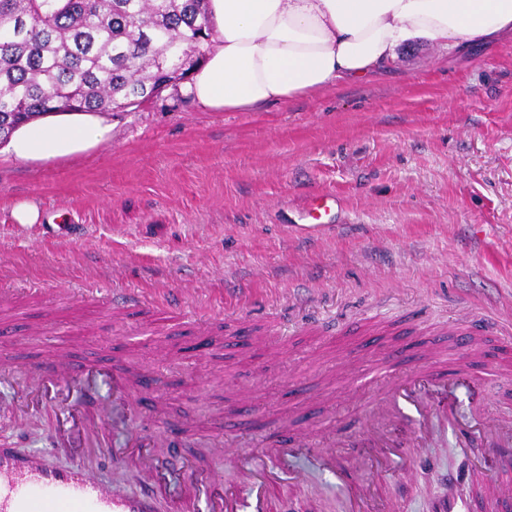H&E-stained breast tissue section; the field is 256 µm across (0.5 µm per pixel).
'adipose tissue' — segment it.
<instances>
[{"label": "adipose tissue", "instance_id": "1", "mask_svg": "<svg viewBox=\"0 0 512 512\" xmlns=\"http://www.w3.org/2000/svg\"><path fill=\"white\" fill-rule=\"evenodd\" d=\"M217 39L181 86L210 112H253L385 71L399 49H464L512 38V0H209ZM112 127L97 112L17 124L0 154L41 165L97 149Z\"/></svg>", "mask_w": 512, "mask_h": 512}]
</instances>
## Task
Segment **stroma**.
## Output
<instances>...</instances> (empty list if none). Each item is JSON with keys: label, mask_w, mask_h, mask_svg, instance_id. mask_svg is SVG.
I'll use <instances>...</instances> for the list:
<instances>
[{"label": "stroma", "mask_w": 512, "mask_h": 512, "mask_svg": "<svg viewBox=\"0 0 512 512\" xmlns=\"http://www.w3.org/2000/svg\"><path fill=\"white\" fill-rule=\"evenodd\" d=\"M112 136L66 164L0 158V349L30 371L46 344L147 363L161 420L138 426L157 458L176 442L223 484L238 472L218 443L256 449L284 421L348 433L371 396L370 365L394 339L446 320L500 321L512 337V40L464 53L403 47L371 80L262 112H209L178 87L123 112ZM339 199L305 230L314 195ZM39 211L16 223L15 204ZM49 293L26 297L30 284ZM168 300L120 302L128 291ZM355 377L337 391V365ZM0 385V448L67 466L53 415L14 411ZM483 453L439 435L397 461L393 512H426ZM270 512H342L333 475L308 457Z\"/></svg>", "instance_id": "35a3bbf8"}]
</instances>
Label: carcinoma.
<instances>
[{
  "mask_svg": "<svg viewBox=\"0 0 512 512\" xmlns=\"http://www.w3.org/2000/svg\"><path fill=\"white\" fill-rule=\"evenodd\" d=\"M207 0H0V133L70 102L120 111L187 78Z\"/></svg>",
  "mask_w": 512,
  "mask_h": 512,
  "instance_id": "cac0c4a2",
  "label": "carcinoma"
}]
</instances>
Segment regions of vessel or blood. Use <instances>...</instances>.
I'll return each instance as SVG.
<instances>
[{
    "mask_svg": "<svg viewBox=\"0 0 512 512\" xmlns=\"http://www.w3.org/2000/svg\"><path fill=\"white\" fill-rule=\"evenodd\" d=\"M336 198L321 194L312 198L307 216L313 228H321L322 218ZM494 322L481 325L461 319L425 339L421 352L403 380H391L396 363L405 357L401 345H393L389 357L376 364L370 377L378 387L375 398L357 424L346 434L349 448H378L375 460L378 475L387 474L407 449L400 436L402 428L428 434L432 422L452 431L460 447L482 444L497 459L493 477L486 481L488 512H507L512 507V417L492 414L480 392L482 378L476 369L487 350V337L497 335ZM27 400L52 402L57 425L64 426L82 414V401H94L99 385L110 394L99 404L93 426L97 446L111 465L138 463L144 470L157 467L178 470L182 480L177 493V512H268L272 488L288 462L308 453L321 466L336 474L344 489L348 512H375L380 499L370 485L355 480L332 451L330 440L311 443L301 431L290 435L287 445L269 442L257 450L228 448L224 457L231 464H246L245 481L239 487L199 476L182 449H170L164 463H157L145 447L139 430H130L121 443H113L108 420L113 408L129 403L132 392L125 372L101 362L75 364L57 351H47L37 363ZM458 384L471 386L477 417L460 419L453 399ZM154 496L123 497L113 493L92 469L81 461L58 469L41 460L0 449V512H154Z\"/></svg>",
    "mask_w": 512,
    "mask_h": 512,
    "instance_id": "1",
    "label": "vessel or blood"
}]
</instances>
